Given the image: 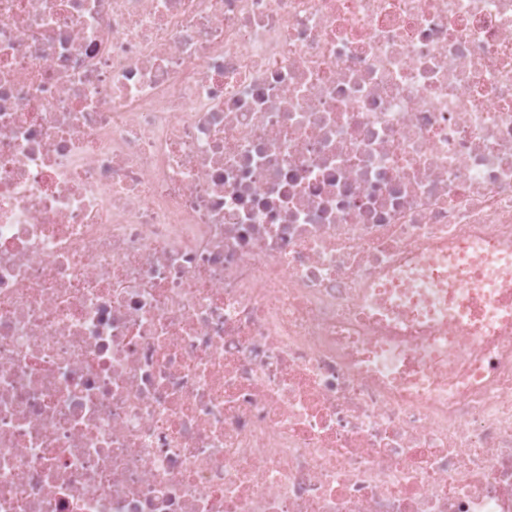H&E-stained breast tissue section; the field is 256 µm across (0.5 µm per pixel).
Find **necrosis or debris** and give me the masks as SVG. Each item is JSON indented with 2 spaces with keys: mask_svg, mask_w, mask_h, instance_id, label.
<instances>
[{
  "mask_svg": "<svg viewBox=\"0 0 512 512\" xmlns=\"http://www.w3.org/2000/svg\"><path fill=\"white\" fill-rule=\"evenodd\" d=\"M512 245V0H0V512H512V331L385 286ZM435 312H441L442 317L435 319V336H430L429 343L431 348L437 349L440 352V356L448 361L453 360L458 351H455L448 342V317L446 310L442 309L441 302L436 301Z\"/></svg>",
  "mask_w": 512,
  "mask_h": 512,
  "instance_id": "necrosis-or-debris-1",
  "label": "necrosis or debris"
}]
</instances>
